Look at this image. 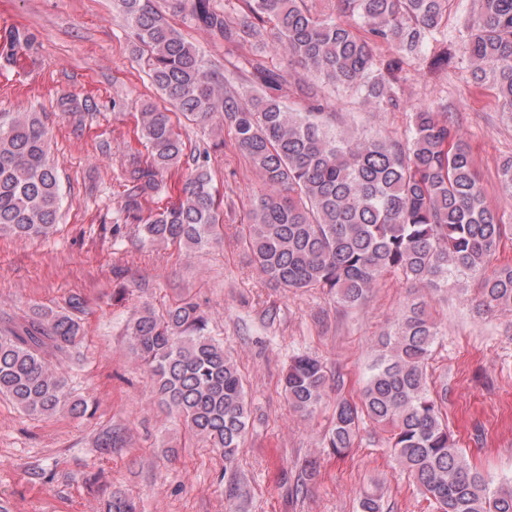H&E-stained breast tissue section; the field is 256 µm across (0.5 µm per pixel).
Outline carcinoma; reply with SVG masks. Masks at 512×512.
I'll list each match as a JSON object with an SVG mask.
<instances>
[{
  "label": "carcinoma",
  "mask_w": 512,
  "mask_h": 512,
  "mask_svg": "<svg viewBox=\"0 0 512 512\" xmlns=\"http://www.w3.org/2000/svg\"><path fill=\"white\" fill-rule=\"evenodd\" d=\"M174 12L224 43V67L207 59L153 0H114V8L158 92L189 121L219 120L249 159L262 189L242 226V241L269 281L289 290L320 289L347 307L360 304L389 272L437 295L448 282L479 280L478 306L512 314V263L486 269L512 224L485 201L467 147L448 120V105L421 109L403 138L336 129L318 78L360 89L376 106H395L391 82L403 59L435 43L433 69L463 56L476 80L492 77L512 121V0H477L461 44L439 38L449 0H337L338 17L320 18L306 0H243L240 19L214 0H170ZM355 17L360 28L344 21ZM271 40L287 68L303 71L306 104H288L282 69L245 45ZM35 37L9 31L0 61L32 58ZM390 53L378 68L376 50ZM139 137L149 149L126 166L123 223L140 241L199 250L221 241L223 212L206 161L187 169L176 203L145 212L164 174L178 170L184 142L170 113L153 105L139 113ZM48 128L39 112L0 113V235L49 236L62 204L56 167L48 158ZM208 318L191 298L161 310L146 303L125 326L132 352L154 376L156 392L191 436L224 457L227 512H247L249 492L231 469L248 434L245 378ZM440 335L426 295L409 299L378 341L358 399L341 397L322 447L343 455L358 447L369 420L388 433L394 456L437 512H512V480L493 487L448 430L447 388L428 368ZM82 323L37 308L0 336V395L29 415L86 416L47 354H78ZM327 371L309 354L284 373L288 403L313 414L326 395ZM360 512H385L379 484L365 488ZM105 512H136L114 493Z\"/></svg>",
  "instance_id": "obj_1"
}]
</instances>
